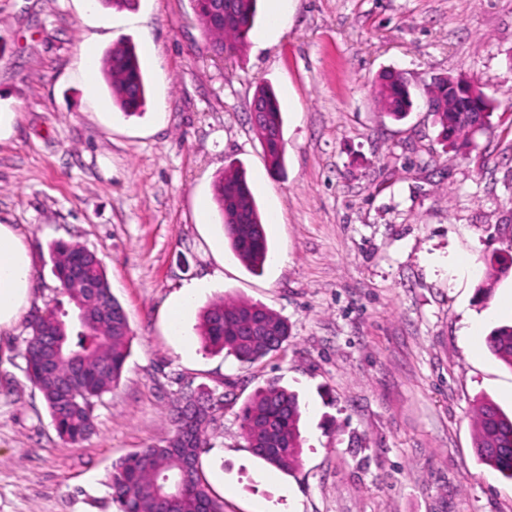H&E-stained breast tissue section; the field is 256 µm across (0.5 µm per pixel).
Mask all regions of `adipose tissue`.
Listing matches in <instances>:
<instances>
[{
	"instance_id": "1",
	"label": "adipose tissue",
	"mask_w": 512,
	"mask_h": 512,
	"mask_svg": "<svg viewBox=\"0 0 512 512\" xmlns=\"http://www.w3.org/2000/svg\"><path fill=\"white\" fill-rule=\"evenodd\" d=\"M29 290V257L14 234L0 225V327L10 325Z\"/></svg>"
}]
</instances>
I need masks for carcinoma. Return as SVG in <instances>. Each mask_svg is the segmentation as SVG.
Returning <instances> with one entry per match:
<instances>
[{"instance_id": "cac0c4a2", "label": "carcinoma", "mask_w": 512, "mask_h": 512, "mask_svg": "<svg viewBox=\"0 0 512 512\" xmlns=\"http://www.w3.org/2000/svg\"><path fill=\"white\" fill-rule=\"evenodd\" d=\"M257 0H225L224 11L200 13L210 44L227 52L246 44L253 28ZM104 73L112 96L128 116L140 113L146 104V87L135 48L120 42L106 56ZM379 95L387 116L400 121L413 107L404 78L388 72L379 81ZM263 108V120L270 137L262 144L271 169L284 165L283 119L279 100L269 86L255 94ZM448 102V78L439 77L427 88L425 106ZM439 136L449 147L460 151L471 144L472 122L468 112H434ZM214 200L223 217L224 235L235 256L251 272L263 270L269 246L253 193L245 172L230 166L214 185ZM52 273L59 294L68 298L72 311L51 309L28 320L24 360L30 381L41 392L58 435L71 444L88 438L94 430L93 405L115 387L129 355L131 328L93 315L100 301L114 312L124 308L112 295L98 256L71 241H56L50 247ZM84 263L97 284V297L91 299L83 289L73 286L64 271L74 261ZM62 342L54 356V374L45 375L41 353L45 333ZM198 333L203 346L227 351L242 364H255L283 349L288 341V323L266 306L248 301L221 298L210 303L200 315ZM487 350L512 369V326L493 329L485 339ZM84 369V378L69 402H59L60 387L69 377L74 363ZM246 441L259 448L257 456L283 470L298 460L302 439L301 405L298 394L271 382L258 390L240 411ZM475 451L485 464L512 480V418L492 400L484 398L475 408ZM179 455L165 446L142 448L112 464V497L120 512H160L159 490L163 477L179 468Z\"/></svg>"}]
</instances>
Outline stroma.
Here are the masks:
<instances>
[{
	"label": "stroma",
	"mask_w": 512,
	"mask_h": 512,
	"mask_svg": "<svg viewBox=\"0 0 512 512\" xmlns=\"http://www.w3.org/2000/svg\"><path fill=\"white\" fill-rule=\"evenodd\" d=\"M258 0L246 46L214 58L193 0H0V224L24 246L30 297L0 329V512H118L112 464L163 444L186 388L227 394L202 471L224 512H512V481L479 461V398L512 413V369L461 330L489 307L512 322V0H292L272 29ZM131 41L141 115L112 102L97 59ZM415 94L473 77L494 101L467 156L425 110L389 118L383 72ZM284 119L269 168L250 120L259 86ZM242 165L271 258L247 270L224 238L215 180ZM101 259L132 329L119 384L94 431L61 439L25 375L30 313L67 305L49 247ZM202 282L189 309L182 289ZM287 319L281 352L243 366L201 348L199 312L219 298ZM298 393L300 458H256L238 414L270 380Z\"/></svg>",
	"instance_id": "obj_1"
}]
</instances>
